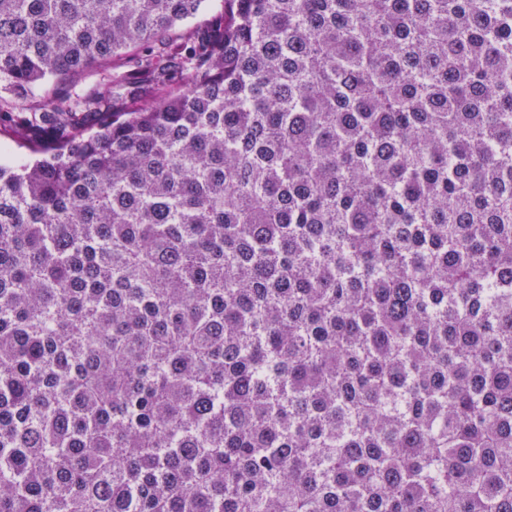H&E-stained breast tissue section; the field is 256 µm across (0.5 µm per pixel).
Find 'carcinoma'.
Listing matches in <instances>:
<instances>
[{"label":"carcinoma","mask_w":512,"mask_h":512,"mask_svg":"<svg viewBox=\"0 0 512 512\" xmlns=\"http://www.w3.org/2000/svg\"><path fill=\"white\" fill-rule=\"evenodd\" d=\"M204 2L0 0V512H512V0ZM30 158V152L27 147L22 145L15 137L12 131L0 130V162L8 159L14 164H20Z\"/></svg>","instance_id":"obj_1"}]
</instances>
